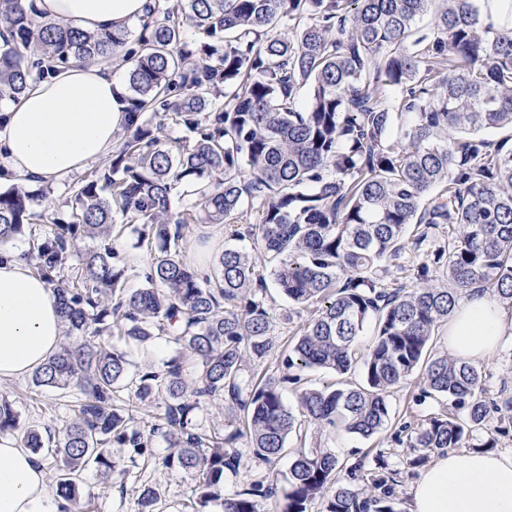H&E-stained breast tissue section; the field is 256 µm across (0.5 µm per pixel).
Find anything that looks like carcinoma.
I'll return each mask as SVG.
<instances>
[{"mask_svg": "<svg viewBox=\"0 0 512 512\" xmlns=\"http://www.w3.org/2000/svg\"><path fill=\"white\" fill-rule=\"evenodd\" d=\"M488 2L153 0L131 42L126 29L38 23L35 0H0V101L76 57L129 67L128 122L112 158L67 185L51 233L30 225L44 189L0 191V247L26 239L67 324L31 384L74 397L54 447L2 396L0 435L20 437L53 471L60 512L87 507L85 470L106 488L154 458L158 438L169 448L162 467L194 483L189 512H261L279 496L278 512L316 502L322 512H396L398 472L381 458L362 487L347 480L362 462L321 447L296 451L282 490L256 483L226 497L224 474L240 467L242 437L273 464L311 425L382 433L390 393L417 370L418 401L442 397L452 411L394 429L411 467L464 445L497 447L512 429V393L487 396L479 363L430 347L474 289L512 302V144L487 137L512 127V25L485 21ZM430 11L432 27H417ZM186 27L206 35L194 50ZM161 114L192 143L163 140ZM177 188L189 204L174 213ZM198 222L224 225L254 251L228 245L201 270L183 256L184 230ZM116 230L149 252L143 274L113 246ZM138 275L143 285L129 288ZM271 285L288 316L313 314L287 373L256 381L252 364L276 354ZM115 334L140 347L166 337L180 352L133 372ZM357 367L362 382L340 380ZM312 369L339 380L301 390L295 413L280 387ZM203 402L224 409V427L199 423ZM157 504L154 489L138 491L137 512Z\"/></svg>", "mask_w": 512, "mask_h": 512, "instance_id": "cac0c4a2", "label": "carcinoma"}]
</instances>
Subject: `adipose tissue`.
Segmentation results:
<instances>
[{"instance_id": "adipose-tissue-1", "label": "adipose tissue", "mask_w": 512, "mask_h": 512, "mask_svg": "<svg viewBox=\"0 0 512 512\" xmlns=\"http://www.w3.org/2000/svg\"><path fill=\"white\" fill-rule=\"evenodd\" d=\"M150 0H36L43 18L87 32L121 29ZM126 87L112 63L72 61L0 115V179L58 183L111 153L127 119ZM512 307L474 291L448 322V350L471 361L501 344ZM58 299L21 253L0 252V381L32 373L58 350ZM409 512H512V453L451 451L434 457L410 490ZM43 464L0 435V512H51Z\"/></svg>"}]
</instances>
